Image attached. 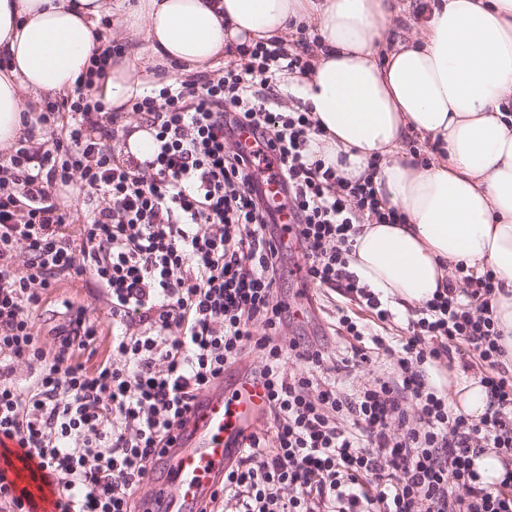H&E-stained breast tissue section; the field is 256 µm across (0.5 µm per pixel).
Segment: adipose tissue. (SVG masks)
<instances>
[{"mask_svg":"<svg viewBox=\"0 0 512 512\" xmlns=\"http://www.w3.org/2000/svg\"><path fill=\"white\" fill-rule=\"evenodd\" d=\"M108 14L126 31L98 91L116 112L171 70L209 72L228 49L310 29V65L287 81L323 155L349 177L378 158L375 191L407 217L359 225L350 269L403 308L446 288L449 263L493 271L512 353V0H0V149L75 86ZM414 139L439 155L410 153Z\"/></svg>","mask_w":512,"mask_h":512,"instance_id":"adipose-tissue-1","label":"adipose tissue"}]
</instances>
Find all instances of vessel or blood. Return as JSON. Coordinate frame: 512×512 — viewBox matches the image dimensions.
I'll return each instance as SVG.
<instances>
[{"label": "vessel or blood", "instance_id": "vessel-or-blood-1", "mask_svg": "<svg viewBox=\"0 0 512 512\" xmlns=\"http://www.w3.org/2000/svg\"><path fill=\"white\" fill-rule=\"evenodd\" d=\"M266 404V390L247 376L232 388L219 382L200 393L174 447L154 464L163 485L152 512H199L239 457Z\"/></svg>", "mask_w": 512, "mask_h": 512}]
</instances>
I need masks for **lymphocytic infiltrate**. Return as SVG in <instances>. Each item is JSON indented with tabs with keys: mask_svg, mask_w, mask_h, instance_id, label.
<instances>
[{
	"mask_svg": "<svg viewBox=\"0 0 512 512\" xmlns=\"http://www.w3.org/2000/svg\"><path fill=\"white\" fill-rule=\"evenodd\" d=\"M308 51L304 39L292 51L259 41L219 78L135 98L152 147L120 156L112 144L131 132L95 93L112 63L104 49L66 96V136L53 112L37 113L44 137L26 131L0 165V443L33 464L56 512H138L135 490L191 403L249 353L261 360L268 427L200 512L227 502L234 512H512V372L493 308L502 285L456 263L447 288L391 332L396 312L347 255L356 225L406 217L378 199L370 175L347 178L322 157L309 112L279 109L276 85L307 68ZM246 125L250 153L238 142ZM263 168L281 198L262 195ZM63 188L84 198L80 229L57 199ZM284 212L305 282L350 302L337 311L339 363L304 337H277L296 315L278 293ZM65 279L93 282L122 327L90 368L75 360L96 335L83 319L54 351L39 345L34 314ZM136 323L147 333H130ZM383 356L390 373L356 397L331 380ZM445 362L478 367L489 398L480 420L435 381ZM487 450L505 469L495 486L472 462Z\"/></svg>",
	"mask_w": 512,
	"mask_h": 512,
	"instance_id": "1",
	"label": "lymphocytic infiltrate"
}]
</instances>
